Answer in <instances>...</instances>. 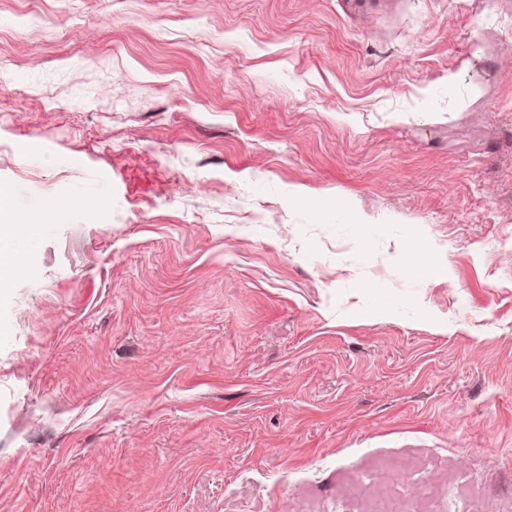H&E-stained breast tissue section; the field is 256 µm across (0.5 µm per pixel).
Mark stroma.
<instances>
[{"mask_svg": "<svg viewBox=\"0 0 512 512\" xmlns=\"http://www.w3.org/2000/svg\"><path fill=\"white\" fill-rule=\"evenodd\" d=\"M1 186L0 512H512V0H0ZM8 190L0 189V239L5 236H16L25 225L16 224L12 206L6 201Z\"/></svg>", "mask_w": 512, "mask_h": 512, "instance_id": "35a3bbf8", "label": "stroma"}]
</instances>
